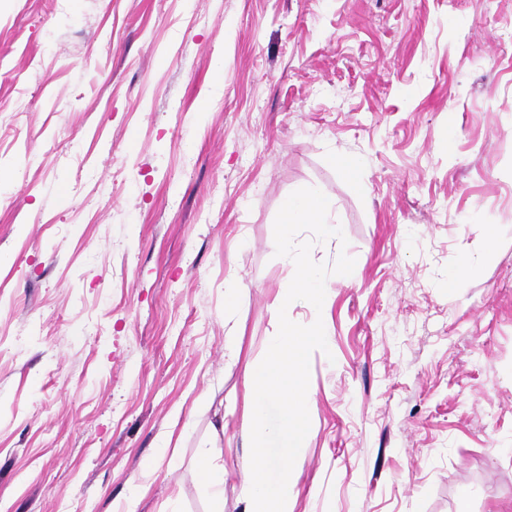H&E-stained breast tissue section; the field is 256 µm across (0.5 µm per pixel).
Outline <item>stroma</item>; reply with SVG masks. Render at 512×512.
<instances>
[{
	"label": "stroma",
	"mask_w": 512,
	"mask_h": 512,
	"mask_svg": "<svg viewBox=\"0 0 512 512\" xmlns=\"http://www.w3.org/2000/svg\"><path fill=\"white\" fill-rule=\"evenodd\" d=\"M303 187L290 512H512V0H0V512H208L210 441L243 512Z\"/></svg>",
	"instance_id": "obj_1"
}]
</instances>
